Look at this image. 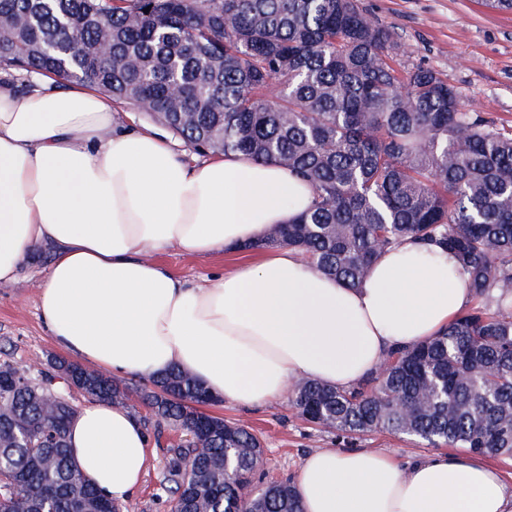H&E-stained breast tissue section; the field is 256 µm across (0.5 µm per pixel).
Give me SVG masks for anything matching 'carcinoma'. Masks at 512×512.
I'll return each mask as SVG.
<instances>
[{"mask_svg": "<svg viewBox=\"0 0 512 512\" xmlns=\"http://www.w3.org/2000/svg\"><path fill=\"white\" fill-rule=\"evenodd\" d=\"M149 12H144L145 8ZM107 46L105 54L98 49ZM391 32L358 0H0V69L105 90L199 150L275 162L309 183L310 206L248 245L288 246L350 287L405 237L455 254L475 299L512 302V134L428 67L397 68ZM28 378L0 362V512H120L72 461L76 413L60 373L91 400L131 388L73 362ZM142 396L172 444V512H301L290 484L256 491L259 437L199 411L185 370ZM296 414L344 438L375 429L512 456V312L474 307L443 333L390 352L365 383L303 379Z\"/></svg>", "mask_w": 512, "mask_h": 512, "instance_id": "1", "label": "carcinoma"}]
</instances>
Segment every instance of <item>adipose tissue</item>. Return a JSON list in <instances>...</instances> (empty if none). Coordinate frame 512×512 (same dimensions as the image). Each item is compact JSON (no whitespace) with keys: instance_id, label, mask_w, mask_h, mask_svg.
I'll use <instances>...</instances> for the list:
<instances>
[{"instance_id":"1","label":"adipose tissue","mask_w":512,"mask_h":512,"mask_svg":"<svg viewBox=\"0 0 512 512\" xmlns=\"http://www.w3.org/2000/svg\"><path fill=\"white\" fill-rule=\"evenodd\" d=\"M109 95L82 84L17 92L0 82V283L49 247L40 319L53 344L106 371L194 375L215 398L260 407L291 381L349 389L388 352L436 336L472 295L455 255L413 239L361 285L327 278L296 250L198 284L156 261L242 249L311 203L309 185L272 163L184 156ZM69 445L82 475L116 503L139 488L149 438L135 413L79 410ZM302 512H512V487L481 457L437 452L401 465L377 448L307 455Z\"/></svg>"}]
</instances>
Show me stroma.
Here are the masks:
<instances>
[{
	"label": "stroma",
	"mask_w": 512,
	"mask_h": 512,
	"mask_svg": "<svg viewBox=\"0 0 512 512\" xmlns=\"http://www.w3.org/2000/svg\"><path fill=\"white\" fill-rule=\"evenodd\" d=\"M363 9L388 28L396 43L398 66L421 65L436 70L459 97L463 108L478 112L495 127L512 131V12L493 11L480 0H359ZM246 252L198 257L174 252L159 260L175 275L198 281L246 264ZM50 262L48 248L37 249L22 267L18 280L0 284V361L27 368L33 359L58 360L63 356L42 325L38 311V284ZM208 413L253 429L260 437L265 468L257 486L293 482L303 458L317 449L383 448L406 462L431 451L408 437L375 431L347 441L334 431L312 426L295 417L288 400L257 408L224 401L207 407ZM178 432L163 428L150 448V466L134 495L121 512H171V497L163 487L169 456L167 446Z\"/></svg>",
	"instance_id": "1"
}]
</instances>
